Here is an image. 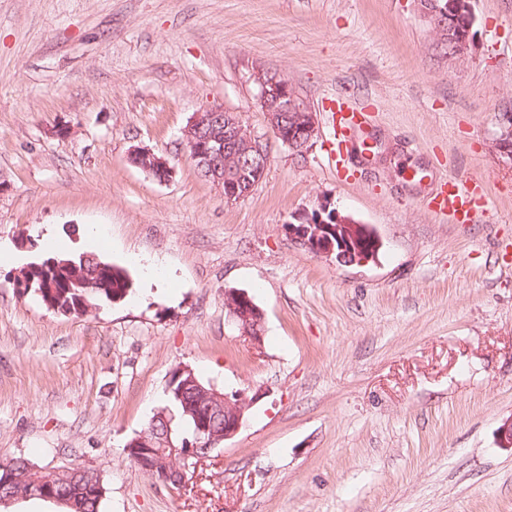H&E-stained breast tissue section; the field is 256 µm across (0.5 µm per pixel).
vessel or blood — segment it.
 Listing matches in <instances>:
<instances>
[{"label": "vessel or blood", "instance_id": "1", "mask_svg": "<svg viewBox=\"0 0 512 512\" xmlns=\"http://www.w3.org/2000/svg\"><path fill=\"white\" fill-rule=\"evenodd\" d=\"M326 110L333 121V138L336 142L335 165L338 174H347L348 145L361 135L367 124L361 108L329 100ZM489 194L486 184L474 177L461 178L449 175L440 188L431 195L426 206L451 224H475L488 211Z\"/></svg>", "mask_w": 512, "mask_h": 512}]
</instances>
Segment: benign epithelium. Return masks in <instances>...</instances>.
Listing matches in <instances>:
<instances>
[{
	"label": "benign epithelium",
	"mask_w": 512,
	"mask_h": 512,
	"mask_svg": "<svg viewBox=\"0 0 512 512\" xmlns=\"http://www.w3.org/2000/svg\"><path fill=\"white\" fill-rule=\"evenodd\" d=\"M423 19L436 36L448 31V40L455 47L454 58H466L473 45V25L476 21L473 0H419ZM260 86V102L265 112L266 123L280 142L297 151H303L317 133L314 113L308 101L285 78L271 77L263 70L254 74ZM292 112L294 116L288 125H283L281 113ZM183 144L188 159L198 167L208 170L207 179L224 188V201L237 202L245 198L264 176L269 163V154L263 148L261 137L251 134L234 112L222 108H204L196 112L183 131ZM229 147L240 158L239 167L224 171V147ZM494 147L512 160V114L502 116V130ZM133 165L160 180L171 177L167 159L149 149H138L130 156ZM324 209L302 224L289 223L295 242L319 255L334 257L336 263L362 264L373 259L371 250L364 240L373 236L371 230L348 216L331 213V220L324 219ZM224 308L241 335L254 344L262 341L263 311L243 291H224ZM180 389L195 388L199 402L188 414L195 421L193 442L173 439L171 424L164 431L148 430L127 444L132 459L157 481L171 489L186 485L187 474L210 457L211 452L223 441L235 436L245 425L248 412L255 397L243 391L220 393L212 387H205L198 381L195 371L183 364L170 375L168 391L175 385ZM224 416V431L211 428L212 419ZM63 469L81 478V484L88 492L98 490L99 478L78 467L63 466ZM19 481L26 483V492L0 498V504L18 498L40 497L64 505L73 501L54 492L52 479L42 477V471L30 467L28 478H19L5 471L0 486H10Z\"/></svg>",
	"instance_id": "7a95c632"
}]
</instances>
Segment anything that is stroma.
<instances>
[{"instance_id": "obj_1", "label": "stroma", "mask_w": 512, "mask_h": 512, "mask_svg": "<svg viewBox=\"0 0 512 512\" xmlns=\"http://www.w3.org/2000/svg\"><path fill=\"white\" fill-rule=\"evenodd\" d=\"M476 46L438 47L417 0H0V456L95 470L100 512H512V161L494 148L512 111V0H474ZM287 78L316 114L298 153L271 139L256 70ZM366 108L351 179L326 99ZM221 107L267 139L239 202L182 147ZM168 159L161 181L133 149ZM451 173L485 180L476 224L426 199ZM330 203L382 241L339 265L286 224ZM125 268L128 296L61 314L22 292L53 250ZM53 236L56 248L45 245ZM160 264L163 288L145 278ZM264 313L240 334L224 292ZM190 365L255 396L246 423L182 490L127 443Z\"/></svg>"}]
</instances>
